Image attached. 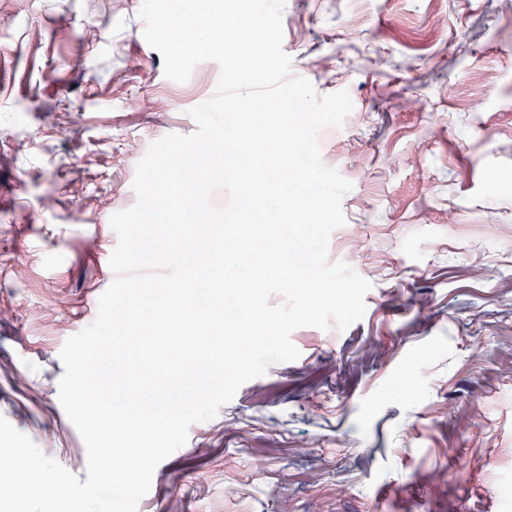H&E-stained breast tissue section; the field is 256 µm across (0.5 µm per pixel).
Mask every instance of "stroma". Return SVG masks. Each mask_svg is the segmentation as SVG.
<instances>
[{
  "mask_svg": "<svg viewBox=\"0 0 512 512\" xmlns=\"http://www.w3.org/2000/svg\"><path fill=\"white\" fill-rule=\"evenodd\" d=\"M141 3L0 0V415L82 481L60 350L113 281L139 161L220 75L167 79ZM282 21L292 74L353 103L317 142L352 183L327 260L371 282L366 311L295 330L299 358L193 424L139 512H512V0Z\"/></svg>",
  "mask_w": 512,
  "mask_h": 512,
  "instance_id": "stroma-1",
  "label": "stroma"
}]
</instances>
